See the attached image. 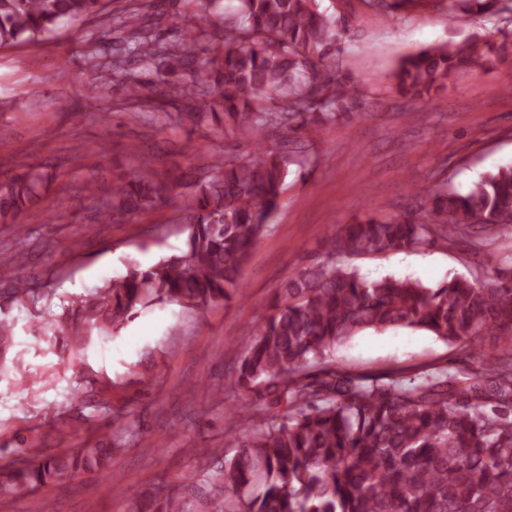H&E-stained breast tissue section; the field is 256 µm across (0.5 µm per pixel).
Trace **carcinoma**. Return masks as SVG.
<instances>
[{"label":"carcinoma","instance_id":"obj_1","mask_svg":"<svg viewBox=\"0 0 512 512\" xmlns=\"http://www.w3.org/2000/svg\"><path fill=\"white\" fill-rule=\"evenodd\" d=\"M500 0H446L448 14L495 12ZM101 0H0V48L36 41L64 21L99 14ZM155 20H120V52L154 68L169 103H184L190 122L211 115L254 138L243 159H198L195 184L183 200L185 251L126 273L71 298L41 329L54 336L108 337L140 307L177 302L195 308L228 301L278 199L293 156L265 135L296 121V129L356 114L353 86L330 66L346 27L318 0H237L224 13L217 46L205 32L185 31L171 43L152 38ZM478 42L438 44L401 59L398 93L422 97L456 71L500 55ZM190 70L171 84L166 75ZM275 103L276 111L264 107ZM52 176L42 166L0 179V220L41 200ZM173 181L142 162L130 181L112 185V223L123 224L167 201ZM431 219L368 217L326 235L327 261L288 277L273 313L238 352L232 386L255 391L233 420L250 423L236 452L216 474L224 497L213 512H512V267L479 284L455 277L437 288L411 278L368 280L339 260L457 241L468 229L512 224V165L483 176L467 192L438 190ZM19 305L36 289L14 282ZM427 331L472 348L491 337L498 354L478 372L444 366L412 372L354 373L331 360L336 348L367 330ZM112 449L98 445L39 451L0 473V498L76 473H102ZM184 512L176 495L136 501L131 512Z\"/></svg>","mask_w":512,"mask_h":512}]
</instances>
